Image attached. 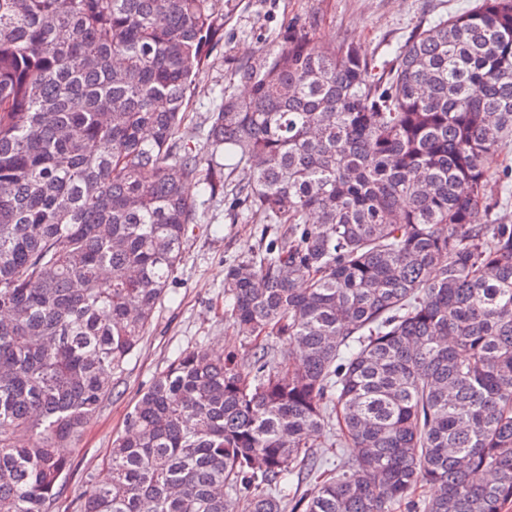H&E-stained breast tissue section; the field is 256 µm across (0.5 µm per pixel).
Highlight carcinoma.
Returning a JSON list of instances; mask_svg holds the SVG:
<instances>
[{"label":"carcinoma","instance_id":"1","mask_svg":"<svg viewBox=\"0 0 512 512\" xmlns=\"http://www.w3.org/2000/svg\"><path fill=\"white\" fill-rule=\"evenodd\" d=\"M223 0H0V512H52L83 427L165 298L224 164L181 142ZM209 113L275 232L224 276L252 361L189 350L76 512H503L512 502V0L413 32L388 69L293 31ZM285 340L297 360H278ZM350 467L287 505L325 427ZM486 165L495 176L500 175L503 178L502 171L508 168V179L504 178L505 183L511 189V200L507 207L496 210V214L501 216L502 221L505 224H512V176H510V170L512 168V146L509 152L495 153L486 160Z\"/></svg>","mask_w":512,"mask_h":512}]
</instances>
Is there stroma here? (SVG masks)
<instances>
[{
	"label": "stroma",
	"mask_w": 512,
	"mask_h": 512,
	"mask_svg": "<svg viewBox=\"0 0 512 512\" xmlns=\"http://www.w3.org/2000/svg\"><path fill=\"white\" fill-rule=\"evenodd\" d=\"M473 0H224V41L199 76L187 106L186 133L206 151V118L227 93H243L234 76L243 61L274 49L289 30L316 19L314 33L326 42L354 41L375 65L391 62L412 31L470 7ZM192 197L205 200L200 224L190 234L167 296L138 350L114 380L98 416L86 425L70 454L74 469L56 512H74L87 471L96 467L126 425L137 398L182 353L203 347L249 361V340L224 316V273L257 248L266 227L230 198L206 200L190 183Z\"/></svg>",
	"instance_id": "obj_1"
}]
</instances>
